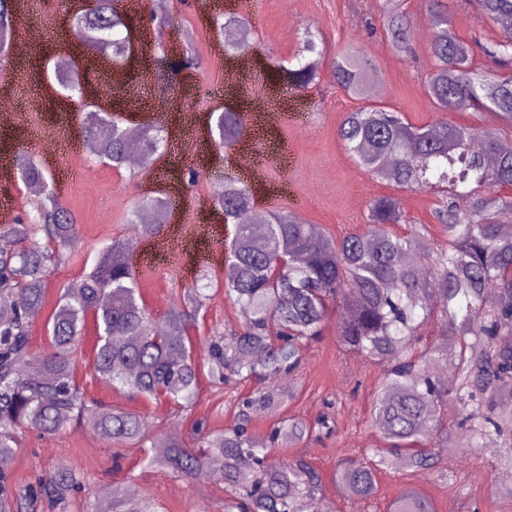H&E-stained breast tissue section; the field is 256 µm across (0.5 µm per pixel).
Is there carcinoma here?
Returning a JSON list of instances; mask_svg holds the SVG:
<instances>
[{"mask_svg":"<svg viewBox=\"0 0 512 512\" xmlns=\"http://www.w3.org/2000/svg\"><path fill=\"white\" fill-rule=\"evenodd\" d=\"M13 0H0V63L7 60L16 18ZM403 0H384L379 27L391 51L413 55ZM495 22L512 17V0H477ZM439 32L430 44L433 67L426 94L437 118L416 127L386 105L366 102L375 61L354 51L332 60L336 86L361 102L345 113L338 135L353 161L394 190L433 188L439 238L429 226L414 224L396 193L374 198L366 227L339 238L304 224L286 210L262 214V246L253 240V194L244 182L226 178L214 204L234 225L224 278L203 273L179 303L156 322L143 302L126 243L111 240L90 271L60 294L46 320V350L30 348V331L40 318L52 273L77 244L74 218L59 200L45 169L32 155L18 154L17 178L33 197L32 211L17 216L0 233V512H69L76 495L88 491L84 512H159L155 501L131 496L123 485L90 483L71 467L17 484L9 466L23 429L56 435L84 421L114 454L136 445L150 468L193 480L213 458L224 461V512H315L323 481L303 457L280 460L271 446L294 445L314 434L330 435L328 413L313 421L288 417L269 444L248 432L251 414L280 408L293 397L309 345L336 317V344L382 374L369 393L371 417L383 446L362 458L342 454L336 479L364 501L379 492V475L398 467L418 475L440 474L438 448H479L495 437L512 448V74L481 71L472 65L470 46L456 34L440 0H430ZM236 39L226 51L249 50L252 28L241 16L216 18ZM118 0H98L94 10L73 16L71 31L87 50L122 62L129 53ZM485 57L512 66V31L482 46ZM324 53L310 29L304 32L288 84H313ZM66 97L83 93L87 75L75 65H54ZM498 114L501 126H463L456 112ZM94 156L114 167L125 164L136 136L151 157L165 146L162 130L130 127L120 115L96 108L82 113ZM244 114L226 108L216 117L219 144L236 146ZM169 202L141 197L127 224L152 238L169 220ZM224 290L243 313L239 329L196 340L190 330L211 300ZM93 319L96 343L91 374L148 400H164L181 410L199 395L202 373L213 387L253 382L252 395L237 403L236 423L211 433L195 424V445L181 435L150 441L144 416L88 400L76 380L74 355ZM442 363L451 377L442 381L431 368ZM388 512H436L433 499L410 489Z\"/></svg>","mask_w":512,"mask_h":512,"instance_id":"1","label":"carcinoma"}]
</instances>
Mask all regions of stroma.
<instances>
[{"label":"stroma","mask_w":512,"mask_h":512,"mask_svg":"<svg viewBox=\"0 0 512 512\" xmlns=\"http://www.w3.org/2000/svg\"><path fill=\"white\" fill-rule=\"evenodd\" d=\"M381 0H251L246 15L252 26L249 52L230 56L224 36L211 20L199 16V0H169L178 25L166 29L164 45L181 52L191 43L202 62L199 70L175 71L169 59L154 53L145 28L149 0L125 10L134 46L145 54V67L126 70L123 84L110 88L107 99L120 104L131 125L151 121L165 126L169 147L162 157L140 168H115L98 162L88 152L76 155L81 99L63 100L56 84L33 72L35 61L48 53L70 55L72 42L66 12L78 0H35L32 11L17 19L14 41L26 43L24 55L9 56L0 75V96L18 97L25 126L37 128L40 138L12 132L0 144V157L19 150L34 152L53 178L60 200L73 214L77 245L54 271L42 314L50 316L62 288L89 271L98 251L111 239L132 243L133 269L143 301L154 318H161L183 290L201 273L224 275V240L231 234L221 215L211 206L214 187L225 175L238 176L255 186L257 210H287L305 223L321 226L332 235L362 229L369 201L391 193L386 183L358 167L345 151L337 130L344 113L357 101L336 87L330 66H323L315 85L288 89L284 64L296 53L306 26H314L326 57L346 48L375 59L378 82L386 87L380 102L403 112L409 123L423 126L435 114L425 92V77L432 61L429 43L434 30L427 0H404L403 8L415 29V55L404 59L389 49L381 32L366 24L379 14ZM448 16L462 40L474 46L475 68H491L479 44L500 38L502 27L488 23L472 0H443ZM232 108L245 116L246 129L235 151L219 149L210 133L209 115L216 108ZM197 173L188 184L189 173ZM177 199L166 230L154 238L137 237L126 217L133 202L143 195ZM240 313L223 293H216L194 329L195 335L238 329ZM96 341L94 326H87L78 363L77 380L87 397L139 413L147 418L155 437L180 433L190 438L196 420H207L220 432L234 422L227 397L245 396L249 387L214 393L202 382L192 410L179 413L164 401L133 398L111 384L91 377L88 362ZM377 368L355 358H341L336 347V325L328 323L323 338L312 346L300 379L302 389L285 412L254 415L250 431L266 440L282 414L309 420L325 412L326 400H335L339 433L330 438H310L288 449L316 465L323 474L319 497L330 512H386L387 505L404 491L428 493L437 512H512V499L498 493L507 472L501 447L456 449L445 454L453 481L444 483L390 470L379 477L380 492L374 502L336 492V462L342 449L361 454L380 447L382 441L370 423L367 385L377 380ZM20 449L12 463L16 481L30 480L38 471H55L78 464L97 482L127 485L138 494L151 495L163 512H218L224 502V484L217 474L187 482L173 474L144 467L142 449L126 447L113 456L110 444L94 436L84 422H74L61 433L40 437L30 430L20 434Z\"/></svg>","instance_id":"1"}]
</instances>
